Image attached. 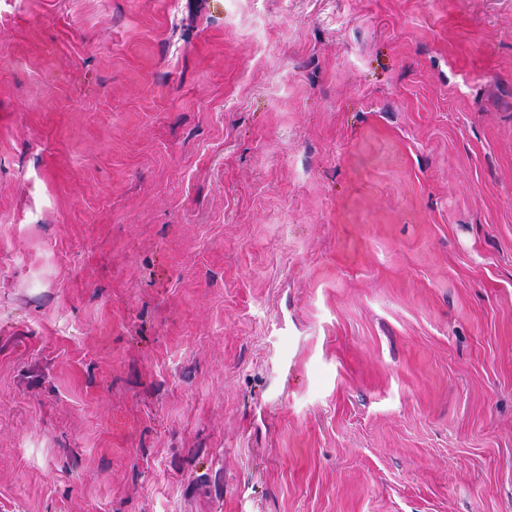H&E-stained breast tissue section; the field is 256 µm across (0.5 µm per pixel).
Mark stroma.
I'll list each match as a JSON object with an SVG mask.
<instances>
[{"label": "stroma", "instance_id": "1", "mask_svg": "<svg viewBox=\"0 0 512 512\" xmlns=\"http://www.w3.org/2000/svg\"><path fill=\"white\" fill-rule=\"evenodd\" d=\"M0 512H512V0H0Z\"/></svg>", "mask_w": 512, "mask_h": 512}]
</instances>
